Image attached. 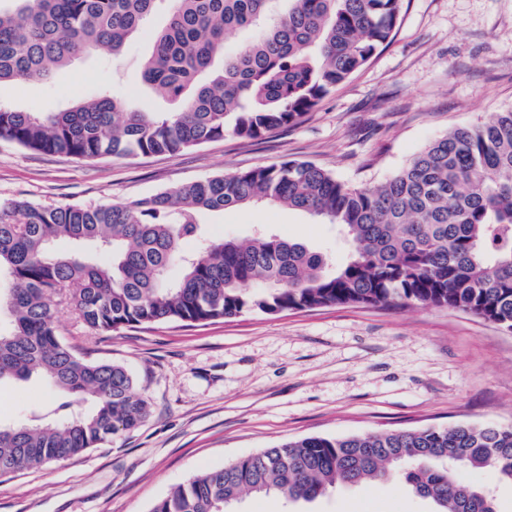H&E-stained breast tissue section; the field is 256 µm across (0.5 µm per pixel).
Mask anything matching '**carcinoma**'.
<instances>
[{
  "mask_svg": "<svg viewBox=\"0 0 512 512\" xmlns=\"http://www.w3.org/2000/svg\"><path fill=\"white\" fill-rule=\"evenodd\" d=\"M162 0H0V84L48 80L81 57L123 47ZM144 83L180 101L144 112L104 87L56 112L0 103V139L93 160L177 153L295 125L386 44L401 0H170ZM240 34L233 54L225 40ZM258 203L334 224V259L261 229L204 237L199 215ZM197 241L188 252L184 242ZM67 241L73 249L56 248ZM177 266L180 275L170 278ZM103 333L159 322L277 315L330 305L463 311L512 330V108L459 125L381 184L354 187L308 161L227 172L127 204L0 202V382L40 378L56 392L27 422L0 423V475L66 461L138 428L149 405L120 365L77 357L50 305ZM454 465L512 484V426L457 423L308 436L241 456L172 487L151 512H231L244 495L310 502L338 485L396 475L433 512H497Z\"/></svg>",
  "mask_w": 512,
  "mask_h": 512,
  "instance_id": "obj_1",
  "label": "carcinoma"
}]
</instances>
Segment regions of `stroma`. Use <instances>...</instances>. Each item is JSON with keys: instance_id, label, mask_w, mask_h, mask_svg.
Listing matches in <instances>:
<instances>
[{"instance_id": "35a3bbf8", "label": "stroma", "mask_w": 512, "mask_h": 512, "mask_svg": "<svg viewBox=\"0 0 512 512\" xmlns=\"http://www.w3.org/2000/svg\"><path fill=\"white\" fill-rule=\"evenodd\" d=\"M167 20L157 11L120 62L92 54L47 81L0 84V102L52 112L102 85L134 106L175 101L141 81ZM512 108V0H402L390 42L294 126L259 140L230 135L175 154L94 161L0 141V201L45 206L130 203L185 183L286 160L355 186L384 182L433 139ZM213 240L266 224L343 260L336 227L283 206L203 213ZM78 355L125 366L150 414L73 459L0 477V512H150L173 486L237 457L304 436L512 425V333L444 308L327 306L160 323L104 334L55 309ZM39 379L0 384V420L17 423L50 399ZM304 512H430L391 480L345 487Z\"/></svg>"}]
</instances>
